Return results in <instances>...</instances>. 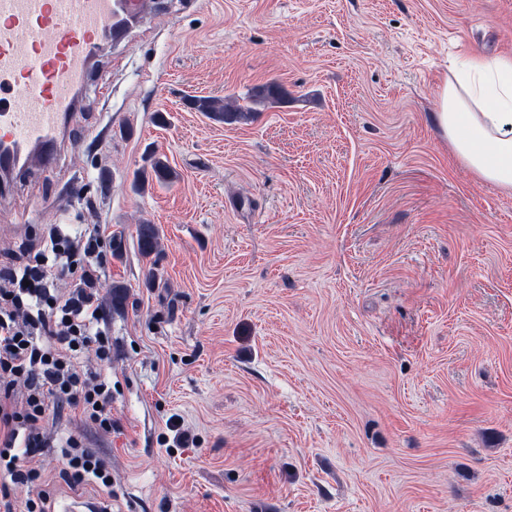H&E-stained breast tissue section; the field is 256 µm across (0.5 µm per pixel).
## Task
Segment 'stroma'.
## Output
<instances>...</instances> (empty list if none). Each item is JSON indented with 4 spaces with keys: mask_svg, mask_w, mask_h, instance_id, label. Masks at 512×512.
I'll use <instances>...</instances> for the list:
<instances>
[{
    "mask_svg": "<svg viewBox=\"0 0 512 512\" xmlns=\"http://www.w3.org/2000/svg\"><path fill=\"white\" fill-rule=\"evenodd\" d=\"M469 54L512 55V0H155L103 47L53 170L0 183V267L51 224L123 236L112 431L45 427L112 487L39 449L50 512H512V195L434 117ZM270 83L246 123L191 106ZM150 149L174 176L134 189ZM137 242L140 253L145 259H149L153 265L159 254V233L154 224L143 222L136 228ZM62 477L65 481L80 484L92 481L106 489L112 487V472L106 463L84 448L81 437L70 434L63 438Z\"/></svg>",
    "mask_w": 512,
    "mask_h": 512,
    "instance_id": "35a3bbf8",
    "label": "stroma"
}]
</instances>
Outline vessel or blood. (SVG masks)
<instances>
[{"instance_id": "obj_1", "label": "vessel or blood", "mask_w": 512, "mask_h": 512, "mask_svg": "<svg viewBox=\"0 0 512 512\" xmlns=\"http://www.w3.org/2000/svg\"><path fill=\"white\" fill-rule=\"evenodd\" d=\"M146 0H0V174L53 168L77 92Z\"/></svg>"}]
</instances>
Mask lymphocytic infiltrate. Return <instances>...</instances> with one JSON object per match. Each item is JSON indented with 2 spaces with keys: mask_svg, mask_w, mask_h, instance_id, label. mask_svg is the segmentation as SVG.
I'll return each mask as SVG.
<instances>
[{
  "mask_svg": "<svg viewBox=\"0 0 512 512\" xmlns=\"http://www.w3.org/2000/svg\"><path fill=\"white\" fill-rule=\"evenodd\" d=\"M105 264L99 230L74 236L57 224L32 261L0 269L1 488L38 480L26 460L44 447L42 425L57 413L112 430L111 375L78 369L87 353L112 361L99 302ZM62 446L65 481L111 488V470L81 437L67 435Z\"/></svg>",
  "mask_w": 512,
  "mask_h": 512,
  "instance_id": "1",
  "label": "lymphocytic infiltrate"
}]
</instances>
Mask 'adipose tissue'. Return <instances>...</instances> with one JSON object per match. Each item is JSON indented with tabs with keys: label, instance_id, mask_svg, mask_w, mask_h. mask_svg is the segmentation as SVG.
Listing matches in <instances>:
<instances>
[{
	"label": "adipose tissue",
	"instance_id": "ef3b65f1",
	"mask_svg": "<svg viewBox=\"0 0 512 512\" xmlns=\"http://www.w3.org/2000/svg\"><path fill=\"white\" fill-rule=\"evenodd\" d=\"M435 119L477 179L512 194V55L473 54L451 66Z\"/></svg>",
	"mask_w": 512,
	"mask_h": 512
}]
</instances>
